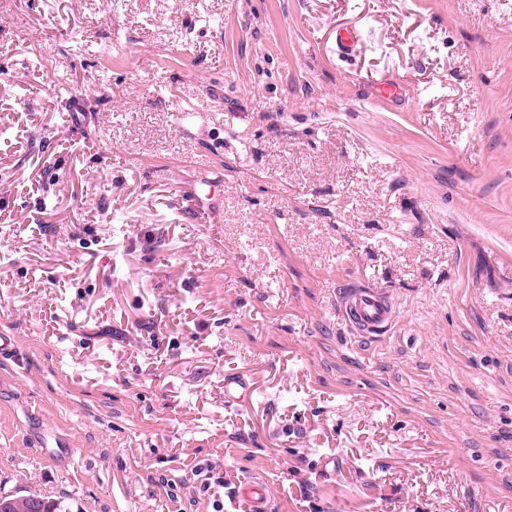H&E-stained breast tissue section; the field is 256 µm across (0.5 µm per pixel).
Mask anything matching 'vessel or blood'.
Returning <instances> with one entry per match:
<instances>
[{
  "label": "vessel or blood",
  "mask_w": 512,
  "mask_h": 512,
  "mask_svg": "<svg viewBox=\"0 0 512 512\" xmlns=\"http://www.w3.org/2000/svg\"><path fill=\"white\" fill-rule=\"evenodd\" d=\"M339 310L353 334L362 339L383 334L397 319L393 303L382 289L371 285L345 290L339 298ZM239 494L253 503L255 512H268L271 496L265 482L247 481Z\"/></svg>",
  "instance_id": "vessel-or-blood-1"
}]
</instances>
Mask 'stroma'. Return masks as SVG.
<instances>
[{
    "mask_svg": "<svg viewBox=\"0 0 512 512\" xmlns=\"http://www.w3.org/2000/svg\"><path fill=\"white\" fill-rule=\"evenodd\" d=\"M0 336V495L512 512V0H12ZM339 311L358 338H377L391 328L397 311L381 288H349L339 297ZM376 335V336H374ZM239 496L246 498L255 507L253 512H268L271 496L267 484L260 480H249L238 490Z\"/></svg>",
    "mask_w": 512,
    "mask_h": 512,
    "instance_id": "35a3bbf8",
    "label": "stroma"
}]
</instances>
